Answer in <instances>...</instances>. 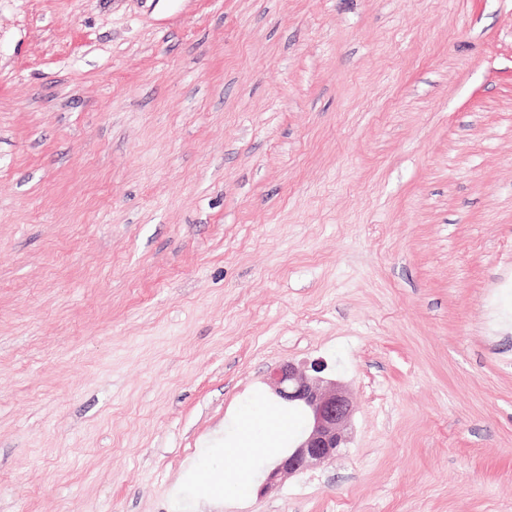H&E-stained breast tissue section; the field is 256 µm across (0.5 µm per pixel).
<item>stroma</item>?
I'll return each instance as SVG.
<instances>
[{
  "instance_id": "35a3bbf8",
  "label": "stroma",
  "mask_w": 512,
  "mask_h": 512,
  "mask_svg": "<svg viewBox=\"0 0 512 512\" xmlns=\"http://www.w3.org/2000/svg\"><path fill=\"white\" fill-rule=\"evenodd\" d=\"M0 512H512V0H0ZM325 369L322 362L311 363L314 374L306 378L298 375L295 364L288 361L269 374L268 385L277 397L298 411L302 426L268 475L267 488L279 474H294L333 460L346 447L352 403L336 378L320 375ZM284 419H288V415L262 402L255 403L247 414L237 419L230 447L238 474L235 493L246 492L257 456L261 452L269 456L275 454L290 435L292 430L283 422Z\"/></svg>"
}]
</instances>
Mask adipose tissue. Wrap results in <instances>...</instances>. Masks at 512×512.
<instances>
[{"instance_id": "obj_1", "label": "adipose tissue", "mask_w": 512, "mask_h": 512, "mask_svg": "<svg viewBox=\"0 0 512 512\" xmlns=\"http://www.w3.org/2000/svg\"><path fill=\"white\" fill-rule=\"evenodd\" d=\"M290 433L283 414L269 404H255L247 414L239 416L231 443V457L238 474L236 493L245 492L257 456L275 454Z\"/></svg>"}]
</instances>
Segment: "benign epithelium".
Here are the masks:
<instances>
[{
	"label": "benign epithelium",
	"instance_id": "7a95c632",
	"mask_svg": "<svg viewBox=\"0 0 512 512\" xmlns=\"http://www.w3.org/2000/svg\"><path fill=\"white\" fill-rule=\"evenodd\" d=\"M313 375L302 377L288 361L269 374L267 383L274 394L293 406L302 418L299 435L279 459L267 478L272 486L282 474H294L333 460L346 447L352 403L343 385L322 376V362L310 364Z\"/></svg>",
	"mask_w": 512,
	"mask_h": 512
}]
</instances>
